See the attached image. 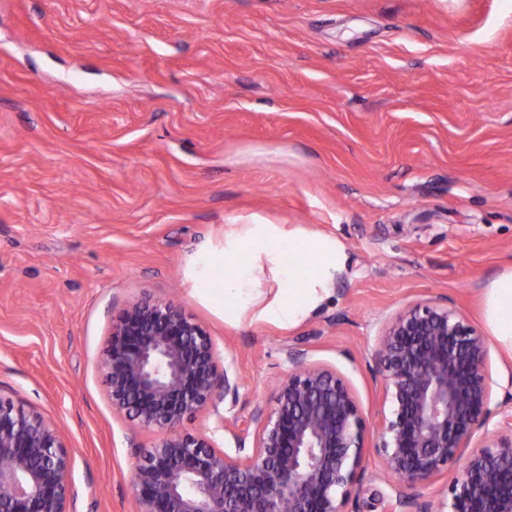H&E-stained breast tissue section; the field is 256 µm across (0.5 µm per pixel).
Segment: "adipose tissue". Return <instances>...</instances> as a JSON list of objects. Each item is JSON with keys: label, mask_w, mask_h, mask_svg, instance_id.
Masks as SVG:
<instances>
[{"label": "adipose tissue", "mask_w": 512, "mask_h": 512, "mask_svg": "<svg viewBox=\"0 0 512 512\" xmlns=\"http://www.w3.org/2000/svg\"><path fill=\"white\" fill-rule=\"evenodd\" d=\"M224 263L233 268L234 275L222 287H211L204 276L198 280L199 287L206 289L211 298L244 306L269 274L278 292L263 313L293 325L311 316L330 298L348 269L350 254L335 236L300 226L285 230L276 224H247L225 234ZM483 298L484 316L493 339L512 353V269L488 280Z\"/></svg>", "instance_id": "1"}]
</instances>
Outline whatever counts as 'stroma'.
<instances>
[{
    "mask_svg": "<svg viewBox=\"0 0 512 512\" xmlns=\"http://www.w3.org/2000/svg\"><path fill=\"white\" fill-rule=\"evenodd\" d=\"M234 224L303 226L350 251L327 303L228 316L200 259ZM512 268V8L505 0H0V395L72 454L74 512H137L153 431L112 409V319L145 296L201 323L239 381L185 431L233 449L285 351L352 384L370 424L384 320L444 295L485 328ZM368 452L347 512L388 496Z\"/></svg>",
    "mask_w": 512,
    "mask_h": 512,
    "instance_id": "stroma-1",
    "label": "stroma"
}]
</instances>
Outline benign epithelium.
Instances as JSON below:
<instances>
[{"mask_svg":"<svg viewBox=\"0 0 512 512\" xmlns=\"http://www.w3.org/2000/svg\"><path fill=\"white\" fill-rule=\"evenodd\" d=\"M286 359L288 374L233 433L231 454L181 430L239 391L205 328L153 297L112 319L102 359L112 409L158 431L132 477L138 512H345L366 418L336 368L298 348ZM375 359L392 404L373 445L388 512H512V416L491 409L498 381L478 327L446 296L416 300L383 324ZM71 463L50 421L0 395V512H71ZM452 468L446 499L421 491Z\"/></svg>","mask_w":512,"mask_h":512,"instance_id":"obj_1","label":"benign epithelium"}]
</instances>
